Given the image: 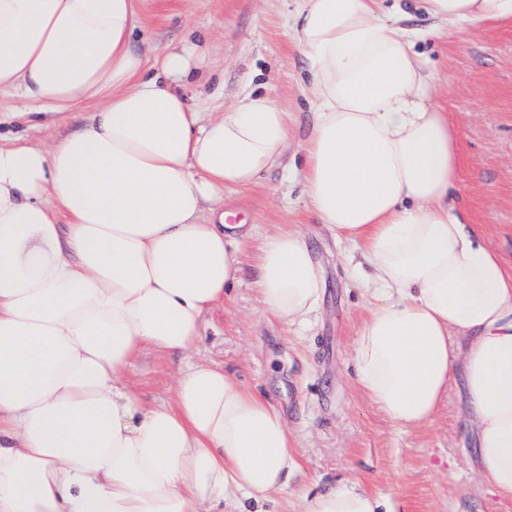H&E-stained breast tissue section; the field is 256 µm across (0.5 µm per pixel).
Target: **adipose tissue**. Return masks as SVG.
I'll return each instance as SVG.
<instances>
[{"mask_svg":"<svg viewBox=\"0 0 512 512\" xmlns=\"http://www.w3.org/2000/svg\"><path fill=\"white\" fill-rule=\"evenodd\" d=\"M145 0H0V90L28 122L91 109L46 146L0 143V512H267L297 471L283 413L220 366L180 371L145 405L127 379L150 348L191 353L239 281L250 230L224 192L277 166L289 115L247 93L204 119L182 85L195 45L131 47ZM469 32L512 22V0H414ZM382 0H298L312 120L307 204L377 286L353 352L357 388L399 427L430 421L454 373L481 479L512 499V272L449 197L460 125L416 50L428 33ZM265 311L305 327L323 277L305 236L263 237ZM303 512H390L351 481Z\"/></svg>","mask_w":512,"mask_h":512,"instance_id":"obj_1","label":"adipose tissue"}]
</instances>
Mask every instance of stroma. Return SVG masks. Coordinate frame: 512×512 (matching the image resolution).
Returning a JSON list of instances; mask_svg holds the SVG:
<instances>
[{"label":"stroma","mask_w":512,"mask_h":512,"mask_svg":"<svg viewBox=\"0 0 512 512\" xmlns=\"http://www.w3.org/2000/svg\"><path fill=\"white\" fill-rule=\"evenodd\" d=\"M296 0H146L133 46L145 55L200 46L203 65L188 80L198 111L221 114L252 89L272 95L306 130L311 118L307 59L285 27ZM435 64L437 96L462 123L454 199L512 268V23L461 34L445 30L418 43ZM225 211L251 224L256 239L283 225L309 240L324 280L310 326L282 323L262 308L253 287L255 247L242 255L240 283L208 317L193 357L223 366L284 412L296 443L299 475L277 496V512H300L301 488L354 480L388 498L392 512H512V499L479 478L469 403L453 378L434 418L397 428L352 381L350 358L370 300L341 258L347 246L309 212L299 177L275 168L260 183L224 193ZM183 356L144 349L130 379L161 402Z\"/></svg>","instance_id":"1"}]
</instances>
